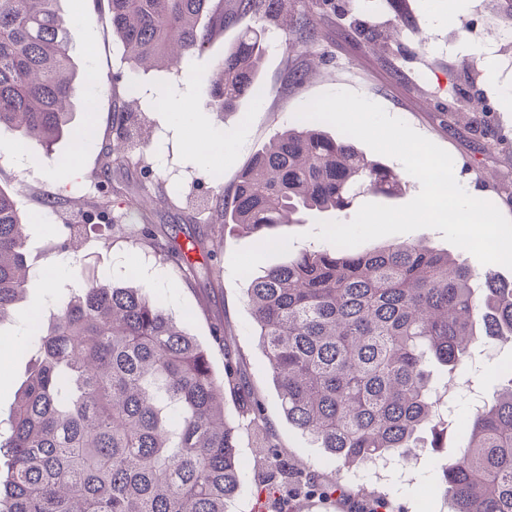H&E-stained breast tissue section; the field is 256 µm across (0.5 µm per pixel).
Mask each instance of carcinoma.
I'll list each match as a JSON object with an SVG mask.
<instances>
[{
  "label": "carcinoma",
  "instance_id": "cac0c4a2",
  "mask_svg": "<svg viewBox=\"0 0 512 512\" xmlns=\"http://www.w3.org/2000/svg\"><path fill=\"white\" fill-rule=\"evenodd\" d=\"M59 0H0V129L50 147L72 134L78 94L75 35ZM112 31L134 63L166 66L224 33V0H107ZM232 13L301 20L285 0H233ZM262 31H243L217 61L207 89L213 112H232L256 91ZM121 137L102 151L106 173L128 162ZM402 180L350 139L302 120L269 143L219 196L223 223L261 235L342 211L361 193L386 197ZM29 225L16 194L0 188V325L13 318L36 274L25 257ZM164 259L194 275L171 240ZM247 303L284 415L347 465L402 457L436 421L429 366L455 377L480 336L512 341V284L492 272L485 288L448 252L424 243L372 251H299L250 279ZM19 355L28 377L0 431V512H229L243 474L241 427L224 417V389L243 401L246 428L285 471L291 496H345L352 512H380L376 494H352L285 465L260 400L224 351V376L208 354L128 278H92L29 323ZM462 449L442 470L448 512H512V371L491 404L460 429Z\"/></svg>",
  "mask_w": 512,
  "mask_h": 512
}]
</instances>
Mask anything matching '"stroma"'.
Masks as SVG:
<instances>
[{"label": "stroma", "instance_id": "1", "mask_svg": "<svg viewBox=\"0 0 512 512\" xmlns=\"http://www.w3.org/2000/svg\"><path fill=\"white\" fill-rule=\"evenodd\" d=\"M292 7L311 32L304 45H297L292 28L265 26L248 15L181 64L145 70L129 60L113 33L104 0H60V11L77 23L75 70L98 77L93 89L76 99L71 125L89 126L93 132L80 142L59 139L47 149L35 141L23 142L15 131H0V187L15 191L21 210L33 217L27 262L36 272L54 274L49 282L29 288L19 314L49 315L50 300L84 287L88 270H95L100 279L118 281L136 268L150 298L183 320L186 332L208 351L216 375L224 373L225 348L240 351L247 381L287 459L319 478L370 493L375 488L371 467H340L326 449L285 418L253 334L247 283L233 278L230 269L233 252L257 240L229 225L215 232V198L232 187L264 145L291 127L299 107L320 93L349 90L448 151L460 181L512 219V147L494 144L498 135L512 140V112L503 109L512 99V40L499 38L501 24L490 0H471L458 25L447 20L448 0H351L342 15L320 11L311 0H294ZM259 27L265 33L258 93L243 99L236 111H208L205 82L217 61L240 32ZM474 28L485 34L483 53L492 60L495 82L462 70ZM471 95L490 108V129L452 120V113L463 111ZM118 112L128 115L126 142L135 158L121 175L128 193L120 198L113 197L110 184L100 177L101 151L114 139L112 122ZM75 218L81 222L82 246L73 254L65 251L64 243ZM139 224L163 227L181 241L190 236L205 239L216 252L208 272L182 275L149 242L137 239ZM421 241L448 251L476 275L486 271L472 254L433 229L385 236L363 248ZM217 321L225 329L221 345L211 335ZM16 331L13 324L0 327V374L6 378L0 383L2 422L28 375L26 359L12 348ZM474 351L476 362L463 377L475 381L481 401L473 403L465 383L459 386L448 402L451 427L436 432L427 426L420 433L421 446L432 451L430 458L388 466L382 491L396 512H448V502L437 488V468L461 451L457 424L469 419L478 404H490L492 378L512 367V344L482 339ZM259 445L254 435L243 439L239 453L244 478L231 512H254L260 487L278 480L259 460Z\"/></svg>", "mask_w": 512, "mask_h": 512}]
</instances>
